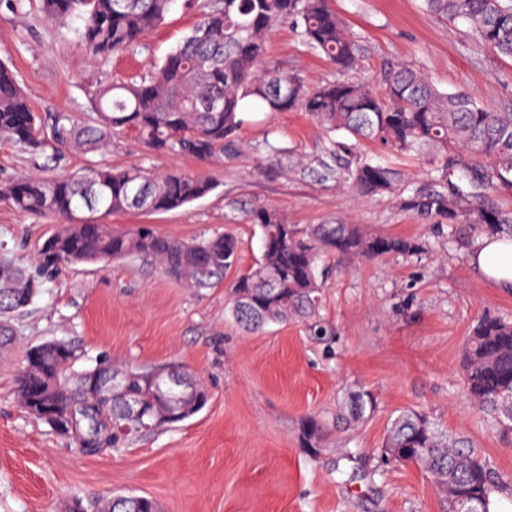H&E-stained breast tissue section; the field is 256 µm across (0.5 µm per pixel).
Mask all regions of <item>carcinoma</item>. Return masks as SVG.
<instances>
[{
	"mask_svg": "<svg viewBox=\"0 0 512 512\" xmlns=\"http://www.w3.org/2000/svg\"><path fill=\"white\" fill-rule=\"evenodd\" d=\"M44 17L83 22L81 40L96 57L144 47L146 35L161 25L173 0H39ZM334 0H186L199 19L181 43L140 80L92 85V111L76 117L35 112L14 71L0 62V138L31 150L51 149L60 158L79 151L101 156L123 136L149 154L193 158L208 163L243 152L239 133L248 113L306 112L327 133V151L339 160L336 181L358 196L390 191L396 173L374 163L357 148L362 140L405 156L432 155L428 183L417 188L408 207L454 223L464 216L488 234L512 237V213L476 207L472 193L447 188L448 175L471 187H512V113L494 112L475 97L440 89L423 71L388 62L376 92L355 77L364 48L336 12ZM432 15L469 21L475 37L512 57V0H424ZM290 22L306 47L324 56L336 77L309 86L297 73L267 68L268 39ZM343 132L354 139L335 138ZM213 180L181 170L161 174L144 168L117 169L94 162L78 175H19L0 184V200L57 221L29 265L0 258V351L14 342L12 320L33 303L43 283L64 266L142 258L159 265L190 288H214L237 267L240 240L218 233L179 241L149 225L120 232L102 222L129 211L170 212L201 199ZM260 229L261 257L236 274L227 308L249 332L270 324L308 320L320 305L323 266L330 256L382 259L409 256L419 246L409 238L373 232L360 224H314L300 228L273 207L251 211ZM75 346L49 340L25 361L19 379L23 408L85 455L164 431L197 414L207 403L197 377L173 367L118 368L103 359L74 371ZM126 373L122 393L99 392L111 372ZM461 372L470 401L497 419L503 437L512 436V322L485 315L467 337ZM137 399L145 417L131 416L126 401ZM360 421L373 413L372 395L358 390L346 402ZM324 426L314 417L302 423L303 447L317 448ZM384 458L429 473L448 512L477 502L490 512L500 482L479 455L448 435L426 413L408 408L391 420L382 443ZM155 500L114 494L75 501L70 512H155Z\"/></svg>",
	"mask_w": 512,
	"mask_h": 512,
	"instance_id": "1",
	"label": "carcinoma"
}]
</instances>
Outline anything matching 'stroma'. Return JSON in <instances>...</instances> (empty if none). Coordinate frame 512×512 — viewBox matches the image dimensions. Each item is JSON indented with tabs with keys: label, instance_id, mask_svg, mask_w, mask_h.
<instances>
[{
	"label": "stroma",
	"instance_id": "1",
	"mask_svg": "<svg viewBox=\"0 0 512 512\" xmlns=\"http://www.w3.org/2000/svg\"><path fill=\"white\" fill-rule=\"evenodd\" d=\"M365 48L359 78L378 87L384 62L419 67L442 89L462 91L512 112V57L479 42L467 21L444 22L423 0H335ZM198 16L174 0L145 48L107 59L88 56L81 20L48 21L37 0L22 11L0 9V61L9 64L39 114L89 112L90 85L147 75L193 28ZM269 66L308 85L331 78L332 65L310 51L291 25L269 39ZM244 154L203 165L145 153L122 140L105 162L153 172L182 169L214 177L207 196L166 213L109 217L114 229L140 224L175 239L232 232L242 241L240 268L261 252L247 216L271 206L288 223L361 224L416 240L423 254L361 262L332 258L323 284L318 338L306 322L272 324L248 334L225 308L226 286L196 289L135 258L79 264L46 281L15 323L14 349L0 355V512H68L75 500L132 491L162 512H444L430 475L384 460L381 445L399 411L426 412L475 448L512 483V441L467 398L460 376L464 342L485 314L512 320V293L479 277L468 254L481 232L465 219L449 225L405 206L426 180V157L394 154L373 142L361 152L400 175L391 192L356 199L335 178H320L328 156L322 128L303 112H277L242 128ZM291 159L279 168L262 140ZM91 156L53 160L0 138V181L25 174L73 173ZM56 227L0 202V244L29 258ZM49 339L73 342L79 368L106 358L117 364L184 367L207 387L208 404L169 430L88 456L20 406L18 377L28 348ZM365 389L376 400L359 424L338 422L339 406ZM327 425L320 448H303L302 420ZM351 460H343L345 452Z\"/></svg>",
	"mask_w": 512,
	"mask_h": 512
}]
</instances>
